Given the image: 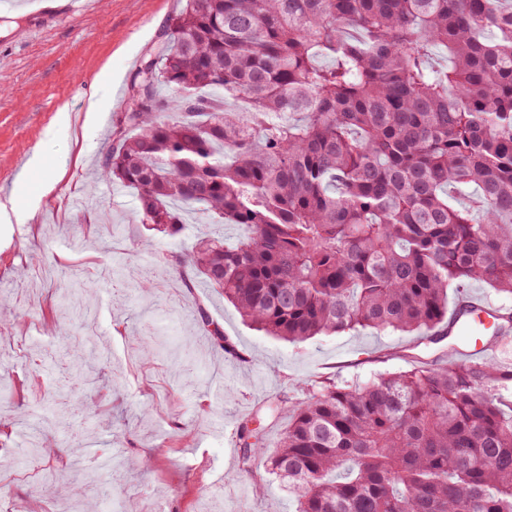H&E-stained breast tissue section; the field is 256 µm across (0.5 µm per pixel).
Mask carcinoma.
Here are the masks:
<instances>
[{
  "mask_svg": "<svg viewBox=\"0 0 512 512\" xmlns=\"http://www.w3.org/2000/svg\"><path fill=\"white\" fill-rule=\"evenodd\" d=\"M442 53L446 62L435 63ZM178 92L167 97L162 90ZM99 178L140 223L188 210L248 235L156 255L265 335L356 328L437 341L448 287L512 297V8L503 0H185L130 83ZM474 185L467 206L449 188ZM215 348L235 346L199 308ZM75 343L74 365L100 358ZM512 364L472 357L277 406L279 446L239 429L295 512H512Z\"/></svg>",
  "mask_w": 512,
  "mask_h": 512,
  "instance_id": "1",
  "label": "carcinoma"
}]
</instances>
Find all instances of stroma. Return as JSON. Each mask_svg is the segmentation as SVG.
Here are the masks:
<instances>
[{
    "mask_svg": "<svg viewBox=\"0 0 512 512\" xmlns=\"http://www.w3.org/2000/svg\"><path fill=\"white\" fill-rule=\"evenodd\" d=\"M179 7L178 0H98L92 11L29 34L25 13L0 14V197L40 199L32 222L0 228V295L19 316L9 338H0V512H74L76 488L101 499L106 512H294L275 475L265 474L258 489L241 473L239 424L270 402L292 406L330 382L407 371L459 344L369 328L288 344L245 324L215 290L189 291L179 276L154 271V249L189 253L212 226L189 224L176 239L150 235L136 219L134 193L94 177L141 58ZM93 97L107 114L89 125ZM62 111L69 125L56 123ZM35 153L40 165L27 168ZM48 181L55 189L41 195ZM34 256L77 275L110 266L111 276L85 296L98 317L94 329L75 322L29 269ZM148 271L153 285L132 287ZM200 305L238 357L212 347L195 320ZM51 325L73 341L94 333L111 362L87 365L89 383L78 381L58 363L61 341L47 335ZM151 331L164 343L153 355L142 349ZM179 358L194 373L176 376ZM17 380L28 386L20 398L5 390ZM18 405L26 428L43 431L42 458L28 454L25 428L15 425ZM147 455L158 457L157 468L139 469ZM47 465L63 475L53 498L41 493Z\"/></svg>",
    "mask_w": 512,
    "mask_h": 512,
    "instance_id": "obj_1",
    "label": "stroma"
}]
</instances>
